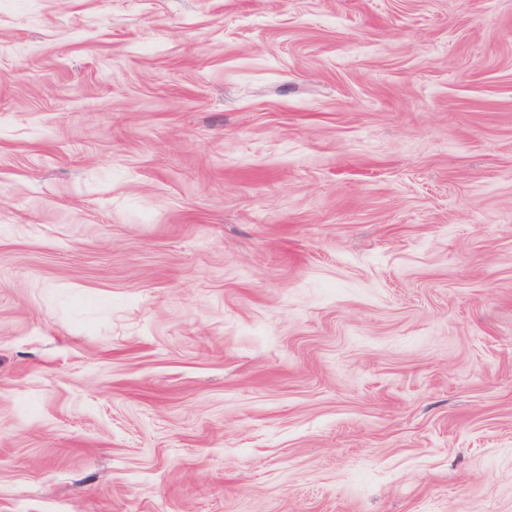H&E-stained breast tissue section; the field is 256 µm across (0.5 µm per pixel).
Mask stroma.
<instances>
[{"label":"stroma","mask_w":512,"mask_h":512,"mask_svg":"<svg viewBox=\"0 0 512 512\" xmlns=\"http://www.w3.org/2000/svg\"><path fill=\"white\" fill-rule=\"evenodd\" d=\"M0 512H512V0H0Z\"/></svg>","instance_id":"1"}]
</instances>
